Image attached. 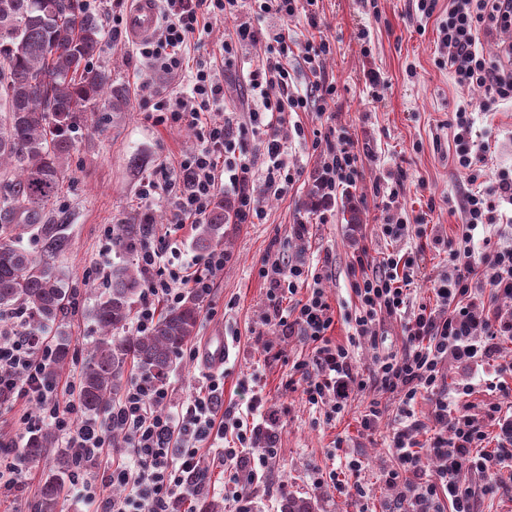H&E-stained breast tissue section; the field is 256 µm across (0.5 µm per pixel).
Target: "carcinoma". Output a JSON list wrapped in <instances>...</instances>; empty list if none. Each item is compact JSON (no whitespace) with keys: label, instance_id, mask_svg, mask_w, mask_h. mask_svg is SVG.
Listing matches in <instances>:
<instances>
[{"label":"carcinoma","instance_id":"obj_1","mask_svg":"<svg viewBox=\"0 0 512 512\" xmlns=\"http://www.w3.org/2000/svg\"><path fill=\"white\" fill-rule=\"evenodd\" d=\"M103 44L99 16L79 0H0V166L14 170L9 194L0 202V312L19 316V326L38 335L67 314L70 289L54 264L65 248L62 225L41 224L43 212L59 195L65 164L74 147L73 133L88 125L99 106L120 112L127 106L112 70L95 65ZM232 200L218 195L204 221L195 227V248L207 253L225 245L224 225L235 223ZM37 229L42 254L16 244L17 222ZM113 244L122 260L112 266L111 286L99 296L91 315L101 335L82 367L79 401L88 418L108 413L125 389L127 363L140 374L168 376L175 355L195 336L200 297L190 294L167 309L143 335L120 336L134 297L145 288L135 257L149 234L147 224H116ZM72 338L61 332L44 376L57 375L69 355ZM56 432L38 427L23 453L38 462L54 457L41 486L35 512H58L65 478L75 465L72 449L58 448ZM308 498L290 496L283 512H315Z\"/></svg>","mask_w":512,"mask_h":512}]
</instances>
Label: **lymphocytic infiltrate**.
<instances>
[{
	"label": "lymphocytic infiltrate",
	"instance_id": "obj_1",
	"mask_svg": "<svg viewBox=\"0 0 512 512\" xmlns=\"http://www.w3.org/2000/svg\"><path fill=\"white\" fill-rule=\"evenodd\" d=\"M163 2L165 24L141 54L152 69L191 75V94L186 98L163 93L148 79L138 84L141 108L158 112L163 123H181L198 116L199 106L223 101L222 66L235 63L239 47L260 41L263 21H279L265 58L249 68L246 83L252 101L251 133L266 142V190L273 196L282 195L293 175L279 131L287 124L289 113L307 111L315 100L325 103L335 98V83L322 74L330 43L312 41L301 52H294L287 22L295 15L298 0ZM218 16L233 22V32L220 49L221 65L189 61L182 53L183 46L208 32L209 19ZM511 27L512 0H448V18L440 29L448 50V69L459 85L484 89L491 104L512 102V43L501 45L502 58L495 62L485 56L481 41ZM294 55L313 78L309 90L301 92L293 86L289 59ZM448 126L453 133L456 170H471L481 147L472 139L470 103L456 107ZM334 138L340 141V148H330ZM313 146L323 151L321 198L335 199L337 187L359 180L360 154L348 134L332 127L314 130ZM178 168L187 181L171 200L172 223L205 216L224 176L236 194L238 223L250 224L261 218L262 210L249 191L255 169L245 155L236 154L226 125L211 124L201 147L183 158ZM503 202L512 205V176L506 174L488 178L484 186L465 197V222L459 233L445 242L453 271L445 285L437 288L435 306L410 301L408 288L418 267L410 255L389 253L375 264L364 255L356 260L360 272L353 283L358 301L353 318L356 335L377 340L376 326L385 313L402 315L404 320L401 350L376 357L374 375L385 390L399 396L398 425L392 436L396 465L388 471L386 482L411 498L416 512H441L443 501L449 503L450 512H478L480 496L491 492L494 485L469 482V474L512 472V387L504 381L494 382L500 399L489 403L478 416L465 408L449 407V395H471V384L450 389L443 382L445 362L485 363L501 339L512 338V317L494 308L497 299H512V246L496 247L479 258L474 244L475 230L495 224ZM226 261L223 249L217 248L175 268L165 251H140L138 264L145 287L136 332L151 330L158 303L177 305L188 290L203 298L209 296ZM260 273L269 283L272 308L268 321L284 333H301L315 345L311 361L296 366L306 401L313 406L329 405L331 415L345 414L352 392L364 387L365 381L349 348L333 343L327 335L334 319L321 275L310 274L304 263L283 257L265 261ZM303 283L309 286L306 297L283 308V300L295 295ZM51 353L43 337L21 334L11 324L1 326L0 401L16 396L34 402L43 420L75 448L77 476L87 484L101 464L109 439L97 423L79 419L75 402H60L55 385L42 374ZM223 392V375L208 373L187 403L170 412L166 409L170 400L166 380L142 376L133 381L111 412L112 421L125 434L126 446L108 481L98 490L96 499L102 512H182L186 501L208 491L210 477L200 468L202 448L223 438L230 428L236 432L238 445L218 449L219 464H227L241 451L258 445L261 428L248 424L247 419L264 415L263 397L252 395L248 416L243 419L224 412ZM425 394L434 399L427 422L415 411L418 397ZM491 426L496 427V435L488 434ZM428 459L437 463L434 472L425 470Z\"/></svg>",
	"mask_w": 512,
	"mask_h": 512
}]
</instances>
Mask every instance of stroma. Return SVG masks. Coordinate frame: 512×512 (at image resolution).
<instances>
[{
  "instance_id": "stroma-1",
  "label": "stroma",
  "mask_w": 512,
  "mask_h": 512,
  "mask_svg": "<svg viewBox=\"0 0 512 512\" xmlns=\"http://www.w3.org/2000/svg\"><path fill=\"white\" fill-rule=\"evenodd\" d=\"M377 9L363 0H318L313 11L317 26H310L305 0L288 25L299 41L321 35L333 52L323 62L326 79L335 82L336 97L326 108L310 107L292 113L280 136L288 147L294 181L283 196L267 195L262 177H255L250 192L264 218L256 224L226 227L224 270L211 294L203 299L195 338L200 349L211 337H224L229 357L224 364V394L228 408H245L250 393L239 383L253 377L255 391L266 402L269 420L262 428L272 435L274 456L267 465L253 469L239 459L242 477L237 489L249 501L251 512H281V497L291 494L314 500L317 512H413L410 499L385 481L396 462L388 436L398 407L396 395L375 384L355 390L343 417L328 419L326 407L306 403L295 382L294 366L312 353L302 336L282 335L278 326L265 322L270 308L269 284L259 270L265 259L287 255L305 262L323 277L322 285L334 310L328 335L333 342L351 347L357 366L369 373L376 354L401 347L403 322L385 315L379 330L384 342L372 347L369 340L353 339L347 316L354 311L355 296L351 266L356 255L368 252L379 260L388 244L380 233L387 211L378 187L397 182L398 206L408 217L424 216L427 238L402 241L403 250L418 252L419 273L413 284V303L435 300L434 285L451 270L448 255L436 239L453 237L465 222L461 209L464 194L473 182L498 175L512 176V106L496 111H475L474 132L485 141V159L473 171H456L451 162L452 132L448 119L461 100L480 101V88L458 86L440 60L445 49L440 25L448 0H439L430 18L412 13V0H377ZM264 44L240 50V64L224 71V103L209 114L211 121L232 117L235 124L247 120L246 88L241 63L258 60ZM96 64L112 71L116 85L127 95L120 112L99 109L93 125L76 132V147L70 157L60 195L46 211L45 223L65 227L68 246L58 266L72 287L73 305L58 327L73 339L67 365L59 373V386L75 383L87 346L100 334L91 315L95 298L108 288L103 271L119 262L118 253H104L106 233L115 224L139 223L149 213L156 224L147 247L176 252L179 261L196 257L194 227L186 225L171 234L162 226L170 220L168 179L165 163L196 150L206 131L203 125L158 123L155 113L143 111L135 95V75L146 62L132 50L128 38L105 40ZM380 73L384 85L372 90L368 72ZM304 135H297L296 126ZM327 125L347 131L363 162L362 175L354 185L336 190L326 213L310 207L320 177V158L308 134ZM154 179L158 193L150 209H143L138 196L141 183ZM358 210L360 221L346 223L344 207ZM512 366V339H503L491 363L466 368L449 362L445 383H471L474 391L466 401L472 413H482L495 401L488 381L496 371ZM379 399L386 411L373 429H364L361 416L371 399ZM35 404L14 398L0 404V446L6 455L0 463L14 472L15 485H0V512H33V504L51 462L25 459L22 449L29 436L28 425L38 418ZM362 462L358 473L348 472L346 457ZM337 482H329V473Z\"/></svg>"
}]
</instances>
